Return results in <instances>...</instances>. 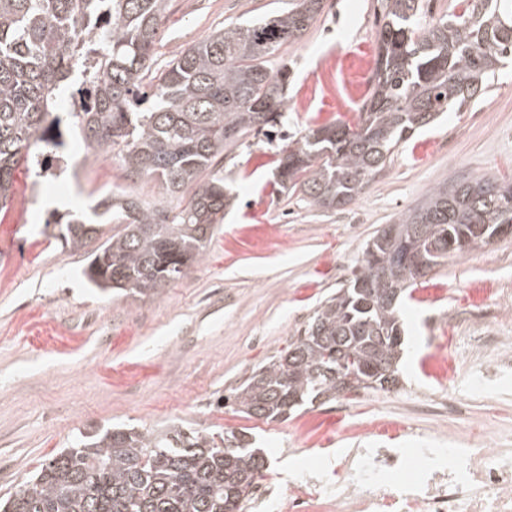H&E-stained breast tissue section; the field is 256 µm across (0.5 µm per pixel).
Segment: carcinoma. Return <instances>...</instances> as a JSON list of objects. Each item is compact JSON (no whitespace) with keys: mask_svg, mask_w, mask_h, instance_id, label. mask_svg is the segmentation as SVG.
Returning <instances> with one entry per match:
<instances>
[{"mask_svg":"<svg viewBox=\"0 0 512 512\" xmlns=\"http://www.w3.org/2000/svg\"><path fill=\"white\" fill-rule=\"evenodd\" d=\"M371 93L354 125L309 129L275 160L276 185L336 211L357 199L398 146L488 93L512 57V0H461L460 12L422 28L421 0H380ZM170 0H0V203L23 162L45 170L48 117L79 74L75 113L88 144L115 153L130 177L160 181L184 200L144 206L126 193L103 200L97 218L61 225L63 244H99L83 271L89 285L131 298L161 293L200 260L233 194L215 159L248 134L268 135L286 111L288 67L271 54L299 40L324 0L247 24L215 29L164 68L154 53ZM94 37H89L90 31ZM512 225V182L454 179L366 243L350 284L319 304L299 336L254 367L224 401L248 418L285 421L297 409L358 390L391 391L405 344L399 303L417 282ZM424 268L408 269V254ZM268 469L245 432L169 425L111 428L76 438L40 465L0 512H243Z\"/></svg>","mask_w":512,"mask_h":512,"instance_id":"cac0c4a2","label":"carcinoma"}]
</instances>
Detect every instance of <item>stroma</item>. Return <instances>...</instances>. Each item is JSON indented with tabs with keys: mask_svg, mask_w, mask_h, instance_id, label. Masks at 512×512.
I'll use <instances>...</instances> for the list:
<instances>
[{
	"mask_svg": "<svg viewBox=\"0 0 512 512\" xmlns=\"http://www.w3.org/2000/svg\"><path fill=\"white\" fill-rule=\"evenodd\" d=\"M287 2L171 0L156 63ZM377 6L324 0L302 38L271 56V67L290 73L285 124L216 160L238 201L189 274L151 298L91 288L83 270L95 242L62 245L56 223L46 222L88 211L112 191L149 204L164 198L157 181L127 177L113 153L84 141L69 113L74 97L64 94V160H49L43 177L18 168L0 222V498L77 436L106 427L248 431L268 456L264 483L275 492L303 469L331 468L336 450L353 447L373 421L416 425L394 439L402 448L439 447L438 433L475 431L492 415L512 436V378H481L485 355L468 330L480 319L488 347L512 357V309L500 303L512 296V235L449 259L418 283L401 312L408 345L392 391L307 406L284 422L247 419L223 403L252 367L287 347L322 300L347 287L377 231L429 190L484 174L512 182L510 62L482 102L415 134L344 209L322 213L274 188L273 161L289 140L327 122L357 123L375 63ZM443 384L459 397L456 415L421 412Z\"/></svg>",
	"mask_w": 512,
	"mask_h": 512,
	"instance_id": "stroma-1",
	"label": "stroma"
}]
</instances>
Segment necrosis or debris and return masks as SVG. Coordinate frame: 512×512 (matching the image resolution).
Segmentation results:
<instances>
[{"label":"necrosis or debris","instance_id":"obj_1","mask_svg":"<svg viewBox=\"0 0 512 512\" xmlns=\"http://www.w3.org/2000/svg\"><path fill=\"white\" fill-rule=\"evenodd\" d=\"M512 512V448L497 425L445 448H347L332 473L301 474L272 512Z\"/></svg>","mask_w":512,"mask_h":512}]
</instances>
